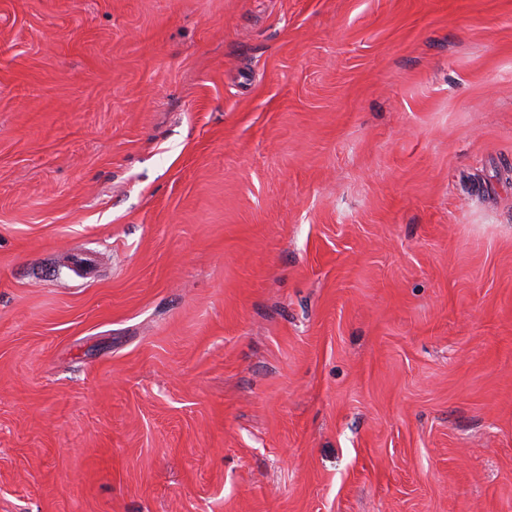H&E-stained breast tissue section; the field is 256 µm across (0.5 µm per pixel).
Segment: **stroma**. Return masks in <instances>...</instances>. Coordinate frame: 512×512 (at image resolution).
<instances>
[{
  "label": "stroma",
  "instance_id": "stroma-1",
  "mask_svg": "<svg viewBox=\"0 0 512 512\" xmlns=\"http://www.w3.org/2000/svg\"><path fill=\"white\" fill-rule=\"evenodd\" d=\"M0 512H512V0H0Z\"/></svg>",
  "mask_w": 512,
  "mask_h": 512
}]
</instances>
